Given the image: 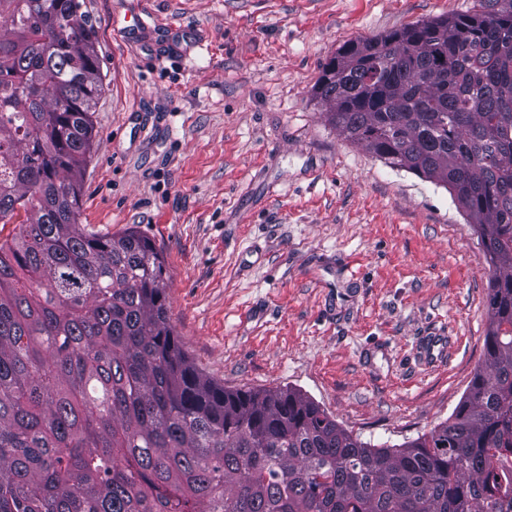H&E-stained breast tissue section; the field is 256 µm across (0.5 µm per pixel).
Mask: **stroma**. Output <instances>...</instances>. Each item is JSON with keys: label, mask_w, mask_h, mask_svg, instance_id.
<instances>
[{"label": "stroma", "mask_w": 512, "mask_h": 512, "mask_svg": "<svg viewBox=\"0 0 512 512\" xmlns=\"http://www.w3.org/2000/svg\"><path fill=\"white\" fill-rule=\"evenodd\" d=\"M475 2L82 0L103 93L79 222L138 227L162 251L204 375L296 390L392 449L461 403L486 351L476 228L447 188L329 124L313 89L342 45ZM438 332L448 358L424 365L415 347Z\"/></svg>", "instance_id": "stroma-1"}]
</instances>
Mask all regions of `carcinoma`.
<instances>
[{"label":"carcinoma","mask_w":512,"mask_h":512,"mask_svg":"<svg viewBox=\"0 0 512 512\" xmlns=\"http://www.w3.org/2000/svg\"><path fill=\"white\" fill-rule=\"evenodd\" d=\"M80 0H0V512H501L512 498V10L344 45L327 121L446 187L492 283L484 366L444 423L374 448L290 389L226 390L170 322L135 227H80L103 90ZM26 280H21L18 273Z\"/></svg>","instance_id":"obj_1"}]
</instances>
